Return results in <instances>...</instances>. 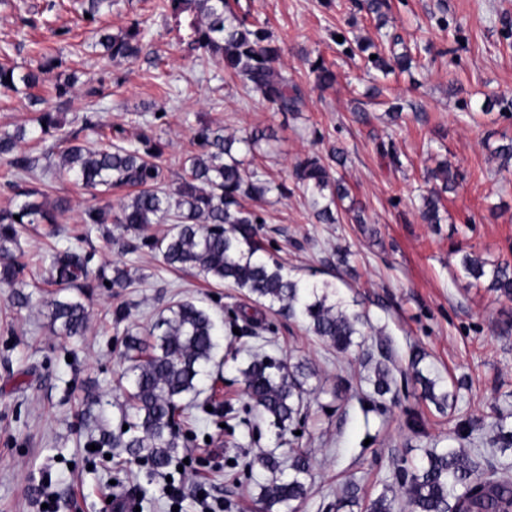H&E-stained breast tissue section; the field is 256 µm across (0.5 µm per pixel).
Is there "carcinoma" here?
<instances>
[{
	"label": "carcinoma",
	"instance_id": "cac0c4a2",
	"mask_svg": "<svg viewBox=\"0 0 512 512\" xmlns=\"http://www.w3.org/2000/svg\"><path fill=\"white\" fill-rule=\"evenodd\" d=\"M82 14L94 22L98 16L112 11L113 0H80ZM169 9L188 16V37L194 48L215 59L224 70L239 77L246 92L254 93L279 112H300L306 105L305 93L295 79L277 66L281 48L273 33L257 21L240 17L230 0H166ZM368 13L375 15L378 27L384 26L389 0H365ZM100 45L114 61L136 58L143 50L138 29L112 34H99ZM398 42L380 49L369 41L356 42L345 53L360 56L365 63L386 75L396 69H407L413 57L407 47L397 51ZM54 62L36 69L0 66V93L26 94L36 105L41 99L29 91L45 81ZM315 84L328 87L336 81V73L322 58L309 62ZM11 82H6V79ZM96 126L94 115H85L77 130L60 134L58 161L40 165V159L21 149V144L37 135L45 136L59 130L53 113L43 112L33 128L18 127L0 130V160L14 168L24 180L35 172L53 177L67 175L84 187L96 190L114 186L137 188L117 209L91 205L85 211V224H122L127 229L144 232L152 224L170 222L167 234L158 239L144 238V243L161 253L164 262L174 268L191 269L205 279L225 282L246 291L254 305L232 312L231 326L243 321L254 327L263 326L262 308L279 307L307 323L309 330L322 341L346 352L356 345L369 325L362 312H349L332 302L330 284L302 283L288 276L283 265L262 254L263 247L255 240L254 224L261 216L245 206L247 199H263L272 191L286 196L292 189L308 195L316 220L321 224L339 221L336 207L350 197L343 177H334L321 157L313 155L298 160L290 173L291 183H274L245 169L244 156L254 152L272 135L253 129L245 135L224 134L221 128L200 126L194 139L200 151L188 159L186 176L170 192L162 188L163 170L155 162L159 151L151 139L143 136L137 146L109 145L93 148L79 140V134ZM431 178L441 182L423 197L422 220L437 224L440 220L441 194L458 182L459 173L446 161L431 170ZM15 208L0 210V282L19 279L21 265L15 252L20 250L23 224H59L67 206L64 200L49 203L35 187L10 185ZM20 220H15V216ZM95 252L66 248L51 255L48 282L69 288L91 276L106 279L112 288H127L137 279V270L115 269L108 279L103 270L93 271ZM463 270L487 288L506 298L512 297V265L505 262L485 269V263L466 253ZM51 326L64 336H82L89 324L85 303L75 297H54L46 302ZM221 324L203 306L193 300H181L159 312L147 337L126 333L125 358L131 365L123 373L121 424L114 431L106 423L105 411L94 406L100 400L87 397L81 412L83 424L91 431L88 444L99 448H120L115 455L117 471L131 463H143L159 472L170 466L178 449L196 438L200 421L194 409L202 393L200 385L211 374L215 362ZM425 354L414 350L408 370L411 380L421 385L422 398L435 404L439 411L454 408L456 400L439 380L423 373L420 364ZM366 363L373 365V376L367 378L372 392L366 395L372 408L383 413L385 396L393 392L396 378L389 366L374 354H366ZM244 377L249 403L244 405L245 420L253 412L279 429L292 431L301 424L305 410L308 380L315 370L307 363L292 364L285 358L254 356L240 370ZM512 413L493 410L490 422L476 419L458 434L456 447L429 450L416 462L394 460L392 477L399 485L407 512H512V467L484 468L478 455L465 448L472 433H480V444L495 455L512 449ZM269 474L259 485V501L265 512H299L308 495L306 476L310 460L305 452L291 457L288 470H283L275 455H264L248 464ZM356 504L353 485H345L329 506L333 512Z\"/></svg>",
	"mask_w": 512,
	"mask_h": 512
}]
</instances>
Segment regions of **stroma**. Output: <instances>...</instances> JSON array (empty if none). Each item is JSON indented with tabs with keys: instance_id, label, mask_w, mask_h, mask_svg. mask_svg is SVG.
<instances>
[{
	"instance_id": "obj_1",
	"label": "stroma",
	"mask_w": 512,
	"mask_h": 512,
	"mask_svg": "<svg viewBox=\"0 0 512 512\" xmlns=\"http://www.w3.org/2000/svg\"><path fill=\"white\" fill-rule=\"evenodd\" d=\"M45 3L0 0V63L34 68L55 58L60 73L77 81L62 98L53 83L38 88L41 107L0 94V129L33 127L47 109L74 130L92 112L98 125L85 131L90 141L134 144L147 134L159 142L171 186L197 153L192 132L202 125L239 134L270 129L273 140L257 148L249 168L277 181L287 179L296 159L343 150V165L332 171L363 205V223H316L298 190L268 194L252 207L264 219L260 238L290 277L330 283L337 302L366 312L370 324L361 346L345 353L313 336L300 318L277 311L266 313V329L225 331L218 349L224 363L205 382L213 408L246 403L240 370L267 353L315 367L308 418L300 436L281 438L265 421L247 427L233 419L221 430L203 417L196 442L178 453L189 466L182 505L173 508L161 476L147 468L115 477L105 449L89 450L79 434L77 413L92 392L117 421L126 331L145 332L160 310L186 298L223 322L249 299L195 271L167 268L137 232L83 223L89 205L118 206L129 188L98 196L66 177L32 178L49 200H67L68 210L63 223L26 225L16 254L21 281L0 285V512H42L46 491L56 512H114L113 500L125 496L140 512H197L202 488L224 512H261L265 475L247 463L269 451L285 458L294 448L306 450L311 462L301 512H328L345 483L356 485L360 499L375 498L392 481V460L447 447L459 421L487 417L492 406L512 409V300L466 275L460 263L465 253L489 266L512 263V169H502L493 153L503 138L512 139V38H504L501 25L512 17V0H391L386 29L415 60L410 70L386 76L350 59L332 38L338 31L351 41L378 40L376 20L355 0H235L238 15L265 23L280 39L279 65L305 92L304 110L288 114L247 96L239 81L181 43L179 21L161 0H115L95 23L67 2L50 12ZM40 12L48 27L23 25ZM441 16L447 29L436 23ZM135 23L144 35L142 53L120 62L104 57L95 45L99 30L117 33ZM319 57L336 73L335 84L323 89L307 65ZM490 97L498 106L482 111ZM389 102L403 105L400 119L389 116ZM388 143L395 156L382 153ZM442 160L461 177L443 195L440 223L427 224L420 217L426 173ZM66 246L94 250L95 266H128L141 276L122 291L72 289L90 313L82 336L58 335L45 308L55 291L46 282L49 256ZM340 248L348 252L343 263L336 260ZM16 290L29 294L28 307L11 305ZM119 307L127 312L120 323L113 319ZM415 347L425 354L423 368L457 393L454 410L438 412L403 380ZM367 350L387 356L398 378L382 415L365 402ZM232 466L239 473L234 481L225 477Z\"/></svg>"
}]
</instances>
